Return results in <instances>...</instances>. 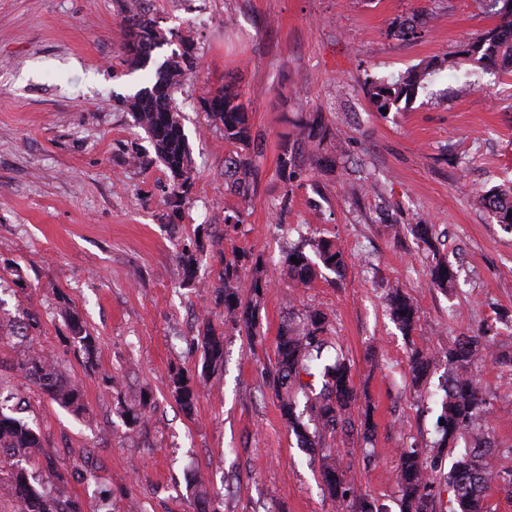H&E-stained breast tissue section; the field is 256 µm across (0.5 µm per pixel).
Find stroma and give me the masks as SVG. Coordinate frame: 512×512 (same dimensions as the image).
Instances as JSON below:
<instances>
[{
	"label": "stroma",
	"mask_w": 512,
	"mask_h": 512,
	"mask_svg": "<svg viewBox=\"0 0 512 512\" xmlns=\"http://www.w3.org/2000/svg\"><path fill=\"white\" fill-rule=\"evenodd\" d=\"M423 7L431 17L418 38L392 36ZM131 12L167 38L153 60L187 49L200 62L177 94L192 167L180 199L125 105L148 79L127 61ZM495 23L482 0H0V389L29 402L45 452L67 474L47 491L86 504L107 493L112 512H196L197 477L210 512H342L263 374L281 324L317 309L352 364L354 414L372 408L375 424L372 458L354 436L336 435L332 451L368 502L398 512V452L433 440L445 374L440 364L424 390L406 386L411 348L440 355L449 337L488 321L496 347L512 350V232L478 199L512 186V73L461 55ZM454 53V73L399 111L369 101L367 83ZM224 87L240 93L251 127L243 195L227 190L224 166L244 149L202 102ZM317 112L310 148L299 135ZM286 145L297 159L290 177L280 167ZM397 224L432 225L454 288L429 287L425 245L395 236ZM302 237L335 241L345 270L306 286L280 276L260 302L262 346L225 325L224 367L185 413L169 375L201 373L194 338L200 318L224 311L211 291L223 256L242 252L247 280L256 258L282 264ZM193 241L191 278L181 253ZM391 288L419 310L413 335L387 312ZM69 309L95 336L93 357L69 345ZM30 312L35 347L56 353L84 413L18 376L27 347L12 333ZM475 374L495 395L482 424L506 450L512 380L488 360ZM145 394L152 418L132 424ZM89 466L97 481L83 480Z\"/></svg>",
	"instance_id": "obj_1"
}]
</instances>
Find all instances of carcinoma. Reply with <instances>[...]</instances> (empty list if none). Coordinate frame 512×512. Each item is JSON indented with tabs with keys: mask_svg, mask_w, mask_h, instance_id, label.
<instances>
[{
	"mask_svg": "<svg viewBox=\"0 0 512 512\" xmlns=\"http://www.w3.org/2000/svg\"><path fill=\"white\" fill-rule=\"evenodd\" d=\"M501 0H484L485 11L491 16L503 17V23L485 31L468 44L466 54L500 64L503 71L512 72V8L500 7ZM428 16L422 10L412 20L400 24L393 35L402 38L419 36L417 26ZM126 23L142 29L143 47L131 52L130 63L137 68L145 67L151 52L167 42L166 36L155 29L144 16H133ZM455 66L452 57H442L426 64L419 70H409L396 79L371 83L366 94L376 110L399 107L402 100L410 98L424 86V81L434 72H442ZM197 68L196 58L189 52H172L156 64L150 85L137 90L126 99V106L136 121L151 138L156 157L165 165L173 178L172 194L182 195L190 179L189 147L184 132L185 117L179 107L175 92L187 72ZM241 95L224 91L220 98V111L212 117L224 126V138L248 146L250 128ZM252 167V158L240 154L228 161L224 175L236 191L245 189V181ZM318 262L326 269L340 272L345 267V257L336 245L324 238L309 243ZM296 261H291V257ZM316 262V263H318ZM316 263L305 252V245L288 249L285 264L288 279L308 284L316 275ZM433 286L448 289L454 284V274L444 259L432 256L429 268ZM276 282L275 270L256 267V275L249 282L241 279L239 260L224 259V272L220 286L214 288L216 299L224 306L225 319L245 330L252 346L264 344L259 327L258 312L263 291ZM248 288L251 295L244 302L240 290ZM386 302L392 319L401 331L410 335L417 330L418 315L409 297L399 290L387 293ZM69 343L90 357L95 351V338L87 332L74 312H67ZM331 323L319 310H308L303 317L283 323L275 344V361L269 370L275 388L281 417L296 438L298 447L306 450L321 448L326 436L337 432L347 433L353 428L349 417L357 400L346 357L336 356L333 362H323L327 348L325 335ZM493 325L484 324L472 336H455L444 351L448 375L439 384L442 392L436 425V437L432 447L437 454L428 457L417 445H410L399 452L400 512H436V498L440 486L446 485L452 493L449 512H488V491L493 482H504L503 489L512 495V479H503L492 459L499 454L493 438L482 430V416L492 407L493 395L472 374V368L494 341ZM202 349V374L221 368L224 362V333L217 332L210 320L203 323V332L196 338ZM57 355L43 349L25 354L16 364V371L27 381L35 384L42 393L61 407L79 414L84 410L82 393L78 385L63 378L56 369ZM433 360L423 349H414L409 357L411 384L418 388L426 385ZM323 365L321 388L316 390L302 376L313 377V367ZM175 400L186 411L194 408L199 392L193 377L182 371L170 378ZM8 399L0 397V471L7 475L10 489L17 501L16 512H85L77 499L61 500L35 486L28 464L36 455H43L42 469L58 481L65 480L53 458L41 451L43 441L39 430L29 422L13 415ZM360 434L364 452L370 453L373 429L371 411L365 409L360 420ZM452 457L451 467L437 482L443 454ZM323 491L339 506L351 503L358 512H374L356 486L339 476L336 456L325 454L321 459Z\"/></svg>",
	"mask_w": 512,
	"mask_h": 512,
	"instance_id": "1",
	"label": "carcinoma"
}]
</instances>
